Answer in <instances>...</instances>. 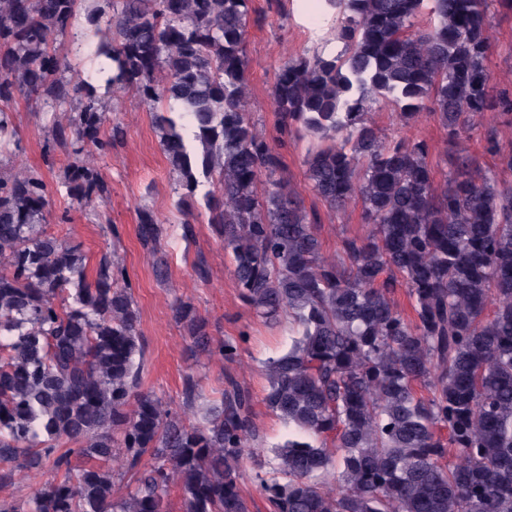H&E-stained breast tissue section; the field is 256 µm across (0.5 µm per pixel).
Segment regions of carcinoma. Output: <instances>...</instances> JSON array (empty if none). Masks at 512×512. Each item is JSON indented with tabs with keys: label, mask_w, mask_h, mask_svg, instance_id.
<instances>
[{
	"label": "carcinoma",
	"mask_w": 512,
	"mask_h": 512,
	"mask_svg": "<svg viewBox=\"0 0 512 512\" xmlns=\"http://www.w3.org/2000/svg\"><path fill=\"white\" fill-rule=\"evenodd\" d=\"M251 2L0 0V155L17 143L22 95L50 118L48 149L71 148L59 187L81 209L103 204L86 156L123 134H104L105 99L134 92L178 205L202 198L240 297L262 319L288 318L294 339L266 362L264 397L288 439L255 447L252 397L234 379L198 421L141 390L139 315L116 251L87 275L79 246L43 228L42 173L0 170V488L18 470L45 477L0 512H167L174 486L184 512H251L247 477L269 512H512V187L463 148L439 184L425 141L386 143L369 120L387 100L410 126L430 98L458 145L490 103L487 0H321L344 53L279 68L281 134L317 140L310 191L332 211L359 199L371 226L342 239L337 260L275 178L280 140L246 110ZM78 41L96 63L84 74ZM486 150L512 170L511 149L490 138ZM168 232L139 213L150 252ZM174 317L192 350L212 353L191 302Z\"/></svg>",
	"instance_id": "cac0c4a2"
}]
</instances>
